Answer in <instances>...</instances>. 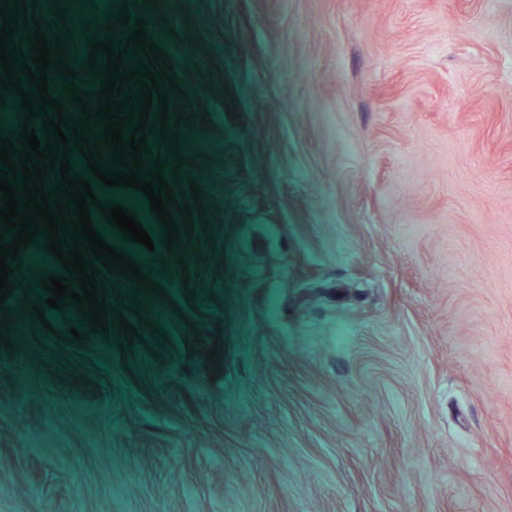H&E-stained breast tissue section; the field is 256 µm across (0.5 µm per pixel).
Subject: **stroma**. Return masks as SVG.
<instances>
[{"label":"stroma","mask_w":512,"mask_h":512,"mask_svg":"<svg viewBox=\"0 0 512 512\" xmlns=\"http://www.w3.org/2000/svg\"><path fill=\"white\" fill-rule=\"evenodd\" d=\"M155 8L205 222L76 166L164 293L99 275L130 344L7 297L0 512H512V0Z\"/></svg>","instance_id":"35a3bbf8"}]
</instances>
